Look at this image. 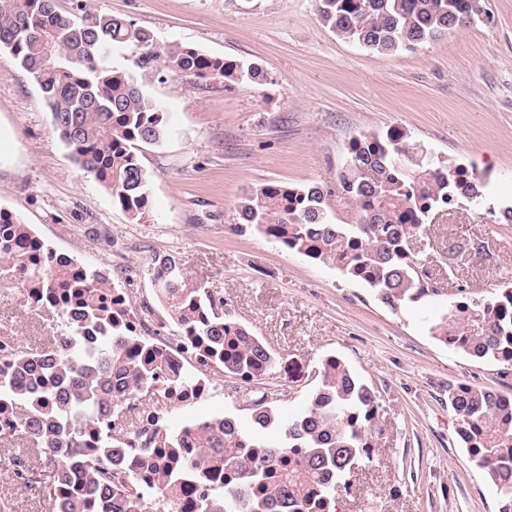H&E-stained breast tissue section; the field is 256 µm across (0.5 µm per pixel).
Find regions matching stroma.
I'll list each match as a JSON object with an SVG mask.
<instances>
[{
	"label": "stroma",
	"instance_id": "35a3bbf8",
	"mask_svg": "<svg viewBox=\"0 0 512 512\" xmlns=\"http://www.w3.org/2000/svg\"><path fill=\"white\" fill-rule=\"evenodd\" d=\"M61 12L111 14L158 41L234 61L236 78L168 73L142 82L163 107L167 133L139 150L151 175L142 221L84 174L53 130L41 91L0 48V208L48 247L106 274L125 289L148 335L175 326L156 297L151 269L172 255L191 284L224 299V314L278 356L269 378L245 383L210 373L218 388L171 410L179 426L234 412L251 429V402L266 397L296 414L318 383L320 360H344L378 395L382 422L372 462L360 463L336 512H497V493L457 434L448 387L468 383L512 399V375L450 348L429 333L458 288L486 299L512 288V224L493 210L512 204V0H485L487 19L416 51L393 56L342 40L317 16V0H57ZM396 130L428 154L475 167L484 208L461 205L428 219L423 260L447 288L394 311L335 267L237 231L238 204L268 184L331 188L329 210L352 222L334 195L351 139ZM52 334L19 289H0V336L22 346ZM18 487L0 461V502L10 512H49L51 480L23 439Z\"/></svg>",
	"mask_w": 512,
	"mask_h": 512
}]
</instances>
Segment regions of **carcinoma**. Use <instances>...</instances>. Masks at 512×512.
<instances>
[{
    "mask_svg": "<svg viewBox=\"0 0 512 512\" xmlns=\"http://www.w3.org/2000/svg\"><path fill=\"white\" fill-rule=\"evenodd\" d=\"M485 13L482 0H319L321 23L337 36L392 56L415 51ZM55 55H45L47 42ZM132 45L134 67L116 69L112 47ZM0 48H6L40 86L55 131L73 160L103 183L112 200L141 221L148 213L150 175L138 147L166 135L164 112L143 92L141 81L154 72L203 78L225 75L224 61L181 44H160L153 33L104 13L77 19L61 13L56 0H0ZM461 166L445 159H422L404 135H363L353 139L338 174V185L360 210L358 221L338 224L328 212L329 190L267 185L242 198L240 223L272 238L282 248L338 268L347 278L373 289L397 311L439 290L412 243L424 220L467 200L455 198ZM20 282L53 289L64 282L60 269L28 271ZM101 274L88 272L71 294L84 312L51 338L40 362L17 346L13 370L0 373V397L14 402L17 430L0 434L6 444L21 436L43 455L51 473V512H95L93 497L112 498L118 488L117 461L126 447L97 436L114 402L140 399L153 390L160 361L136 354L135 340L112 323L99 305ZM153 281L177 327L203 338L205 353L224 375L244 383L268 377L275 353L243 324L224 317V298L192 287L171 256L156 261ZM101 321L107 335L87 348L83 333ZM440 342L512 371V289L490 299L463 297L454 310L429 328ZM318 383L302 410L288 421L260 397L251 419L273 430L269 443L248 433L228 412L194 424L200 454L180 458L181 428L155 432L150 443L163 449L146 469L162 492L178 473L206 469L223 479L196 500L194 512H263L276 502L285 512H336V499L351 472L372 459V438L381 421L375 391L334 355L324 357ZM458 435L476 466L498 494V512H512V402L482 387H448ZM119 512H141L137 490L124 488Z\"/></svg>",
    "mask_w": 512,
    "mask_h": 512,
    "instance_id": "1",
    "label": "carcinoma"
}]
</instances>
